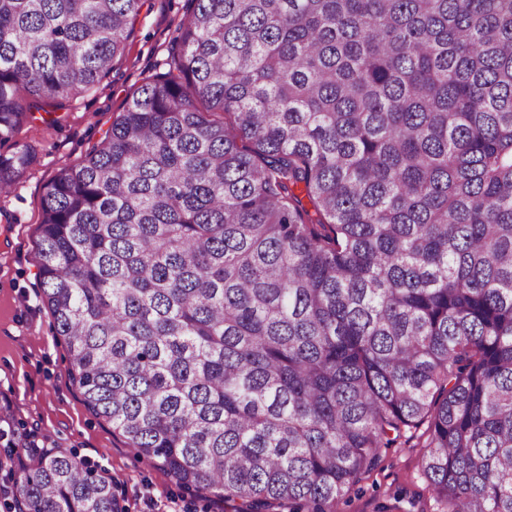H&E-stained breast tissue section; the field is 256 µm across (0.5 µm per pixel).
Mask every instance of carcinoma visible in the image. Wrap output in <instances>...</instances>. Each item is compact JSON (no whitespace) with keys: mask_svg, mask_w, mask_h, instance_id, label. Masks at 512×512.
Masks as SVG:
<instances>
[{"mask_svg":"<svg viewBox=\"0 0 512 512\" xmlns=\"http://www.w3.org/2000/svg\"><path fill=\"white\" fill-rule=\"evenodd\" d=\"M142 6L0 0V143L92 91ZM41 209L84 402L180 486L336 512L415 438L439 512H512V0H192ZM33 447L16 512H117Z\"/></svg>","mask_w":512,"mask_h":512,"instance_id":"carcinoma-1","label":"carcinoma"}]
</instances>
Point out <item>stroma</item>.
Instances as JSON below:
<instances>
[{
  "instance_id": "1",
  "label": "stroma",
  "mask_w": 512,
  "mask_h": 512,
  "mask_svg": "<svg viewBox=\"0 0 512 512\" xmlns=\"http://www.w3.org/2000/svg\"><path fill=\"white\" fill-rule=\"evenodd\" d=\"M189 0H146L126 57L94 90L59 111L58 124L41 114L0 143V154L28 149L31 163L11 194L0 196V414L14 422L15 439H0V512H11L14 481L24 460L17 442L36 437L45 447L76 454L112 480L124 512H224L223 500L193 495L156 462L137 457L111 425L92 413L69 376L68 347L56 336L43 303L34 259L45 184L96 146L129 94L163 68ZM422 449L383 451L336 512H436L420 473Z\"/></svg>"
}]
</instances>
